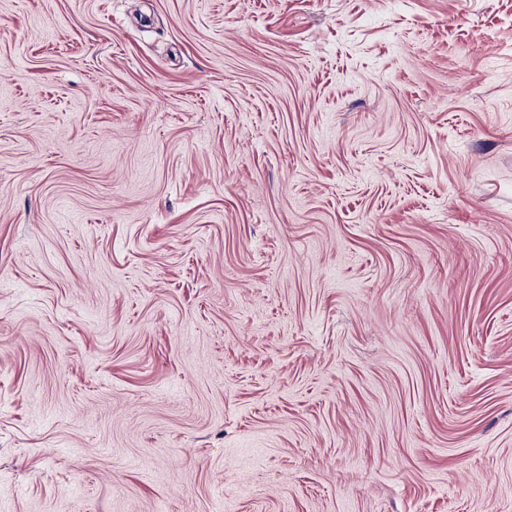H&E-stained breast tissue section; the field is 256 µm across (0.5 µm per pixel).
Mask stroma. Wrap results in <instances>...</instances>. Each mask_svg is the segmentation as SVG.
Returning <instances> with one entry per match:
<instances>
[{
    "label": "stroma",
    "instance_id": "obj_1",
    "mask_svg": "<svg viewBox=\"0 0 512 512\" xmlns=\"http://www.w3.org/2000/svg\"><path fill=\"white\" fill-rule=\"evenodd\" d=\"M0 512H512V0H0Z\"/></svg>",
    "mask_w": 512,
    "mask_h": 512
}]
</instances>
